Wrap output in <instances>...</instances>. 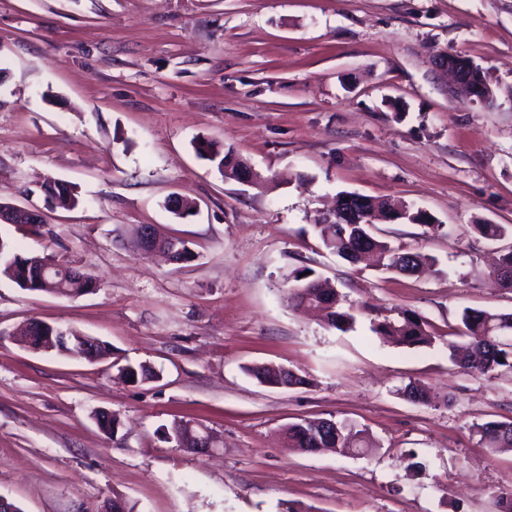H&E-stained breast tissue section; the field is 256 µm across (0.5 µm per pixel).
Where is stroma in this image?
<instances>
[{"label":"stroma","instance_id":"35a3bbf8","mask_svg":"<svg viewBox=\"0 0 512 512\" xmlns=\"http://www.w3.org/2000/svg\"><path fill=\"white\" fill-rule=\"evenodd\" d=\"M443 53L479 67L491 100L455 95ZM199 140L260 182L224 178ZM50 177L75 185L76 208H46ZM340 191L426 212L374 232L436 266L403 276L326 250L314 218ZM0 199L45 211L39 235L0 223L15 253L99 282L69 298L0 276V497L21 512H496L512 490V451L476 433L512 421V373L469 375L441 342L370 329L411 309L441 338L464 309L512 312L489 276L512 236L474 230L512 225V0H0ZM144 225L195 260L135 250ZM302 268L358 309L352 330L289 306ZM33 321L110 352L31 351L13 334ZM129 363L154 378L126 380ZM263 364L308 383L261 385L246 369ZM411 382L434 403L407 399ZM306 418L351 420L376 445L289 447ZM180 421L216 447L178 448L165 432Z\"/></svg>","mask_w":512,"mask_h":512}]
</instances>
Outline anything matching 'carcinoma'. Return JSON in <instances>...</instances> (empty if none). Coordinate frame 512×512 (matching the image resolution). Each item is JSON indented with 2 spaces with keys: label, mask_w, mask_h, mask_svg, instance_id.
Instances as JSON below:
<instances>
[{
  "label": "carcinoma",
  "mask_w": 512,
  "mask_h": 512,
  "mask_svg": "<svg viewBox=\"0 0 512 512\" xmlns=\"http://www.w3.org/2000/svg\"><path fill=\"white\" fill-rule=\"evenodd\" d=\"M197 154L216 166L226 178L236 179L245 167V163L234 157L229 151L217 145L201 140L196 143ZM48 200L54 207L71 209L77 207L79 198L72 185L62 180H51L43 183ZM358 223L350 229L336 223L335 212L319 216L314 228L322 245L338 257L354 263L358 256L355 253L356 241L370 234L367 222L376 210L385 212L389 220L395 221L402 209L393 203L372 197H363L357 205ZM473 229L482 238L497 241L507 235L512 236V226L502 224H475ZM370 249L386 258L385 268L394 266L396 257L402 251L392 248L387 242L371 237ZM30 257L20 256L13 252L6 240L0 241V275L5 276L24 290L37 291L36 279L40 270L29 264ZM39 260L44 266H52L53 282L60 292H73L77 295L88 293L97 284L94 276L87 273L82 280L69 277L70 265L58 259L41 256ZM500 287L512 290V250L501 255L499 264L491 271ZM294 284L288 290V300L296 307H301V292L310 293V302L318 300L315 290L320 288L312 275L305 274L301 269L293 276ZM322 294L332 298V304L326 309V321L330 328L346 332L353 329L356 318L351 308L344 306V296L334 288H325ZM463 329L461 333L466 342L459 346L448 344L449 357L452 364L470 374L485 376L496 370L512 371V313L489 312L478 309H465L461 314ZM424 317L413 311L402 313L397 319L385 318L372 325V332L382 340L401 347L431 346L435 337L428 330ZM126 378L135 381L149 380L155 376L153 370L145 364L127 365L123 368ZM247 372L260 384L268 387L282 385H306L307 377L290 369L285 371L269 369L264 366H253ZM289 445L306 452H315L321 448H333L341 454H359L365 448L372 447L366 431L358 429L346 420L330 419L304 420L288 426ZM476 433L481 443L491 449L512 448V421H491L477 427ZM186 423H175L167 436L183 448H190V436Z\"/></svg>",
  "instance_id": "obj_1"
}]
</instances>
